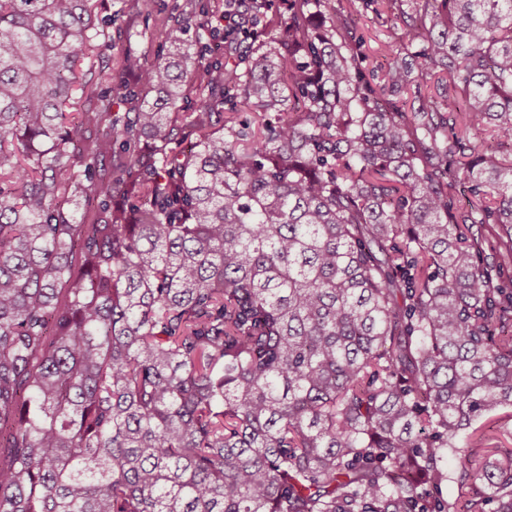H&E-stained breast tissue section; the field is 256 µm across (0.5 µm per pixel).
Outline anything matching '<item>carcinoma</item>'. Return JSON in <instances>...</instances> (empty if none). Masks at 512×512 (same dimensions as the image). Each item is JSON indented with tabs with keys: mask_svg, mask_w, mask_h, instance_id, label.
I'll return each instance as SVG.
<instances>
[{
	"mask_svg": "<svg viewBox=\"0 0 512 512\" xmlns=\"http://www.w3.org/2000/svg\"><path fill=\"white\" fill-rule=\"evenodd\" d=\"M294 2L183 112L196 0L69 126L96 0H0V512H512L463 457L512 407V0H389L379 83Z\"/></svg>",
	"mask_w": 512,
	"mask_h": 512,
	"instance_id": "obj_1",
	"label": "carcinoma"
}]
</instances>
